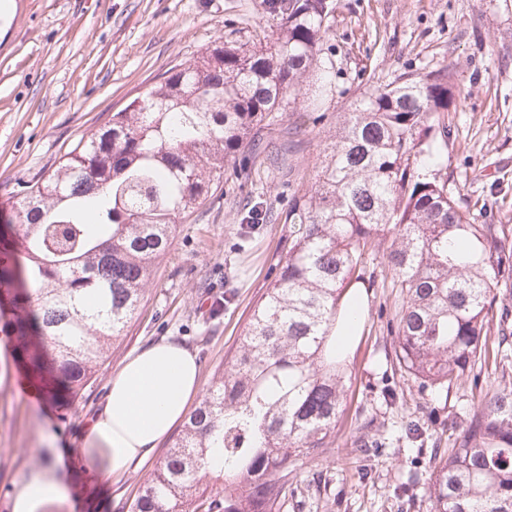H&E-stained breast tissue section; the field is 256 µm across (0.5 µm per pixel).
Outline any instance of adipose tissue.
Here are the masks:
<instances>
[{
	"instance_id": "obj_1",
	"label": "adipose tissue",
	"mask_w": 512,
	"mask_h": 512,
	"mask_svg": "<svg viewBox=\"0 0 512 512\" xmlns=\"http://www.w3.org/2000/svg\"><path fill=\"white\" fill-rule=\"evenodd\" d=\"M199 390V367L182 345L158 342L123 362L80 435L83 452L102 461L93 480L112 479L145 460L187 415ZM69 482L60 449H51L14 497L12 512H52L67 503Z\"/></svg>"
}]
</instances>
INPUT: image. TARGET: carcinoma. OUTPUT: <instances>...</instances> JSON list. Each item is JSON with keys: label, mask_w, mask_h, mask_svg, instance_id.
Returning a JSON list of instances; mask_svg holds the SVG:
<instances>
[{"label": "carcinoma", "mask_w": 512, "mask_h": 512, "mask_svg": "<svg viewBox=\"0 0 512 512\" xmlns=\"http://www.w3.org/2000/svg\"><path fill=\"white\" fill-rule=\"evenodd\" d=\"M271 34L217 39L115 112L24 186L18 249H0V332L45 399L69 408L136 318L155 262L254 131L332 88L334 0H259ZM457 88L442 67L401 75L347 113L285 217L275 277L237 350L186 419L130 512H283L298 463L335 440L348 364L349 290L382 254L400 289L393 351L446 391L490 356L512 358V224H480L439 164ZM496 331L492 351L488 336ZM220 460L215 484L199 473ZM430 512H512V385L473 404L425 467Z\"/></svg>", "instance_id": "1"}]
</instances>
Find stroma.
<instances>
[{
  "label": "stroma",
  "instance_id": "stroma-1",
  "mask_svg": "<svg viewBox=\"0 0 512 512\" xmlns=\"http://www.w3.org/2000/svg\"><path fill=\"white\" fill-rule=\"evenodd\" d=\"M0 19V227L14 216L23 186L54 167L112 113L187 64L217 38L251 40L259 0H13ZM328 42L336 78L320 110L301 106L260 134L279 149L277 162L256 155L248 176L230 162L206 205L183 219L146 288L139 314L112 348L68 416L29 395L12 337L0 333V512H12L23 477L52 448H80L79 435L105 399L110 376L133 354L160 341L196 357L203 387L235 346L250 308L270 282L288 227L280 220L247 228L255 204L283 214L313 182V170L346 112L381 83L408 72L453 67L458 95L442 163L427 174L477 203L478 222L512 224V0H336ZM364 322L350 336L352 387L336 440L298 470L285 512H430L422 488L404 491L424 465L431 440L451 447L476 399L477 386L512 383V362L479 368L442 394L395 368L387 332L401 300L389 288L359 286ZM223 296L224 307L211 303ZM427 442H409L408 422ZM375 442L361 453L357 439ZM108 486L75 460L64 512H129L139 486L167 451Z\"/></svg>",
  "mask_w": 512,
  "mask_h": 512
}]
</instances>
